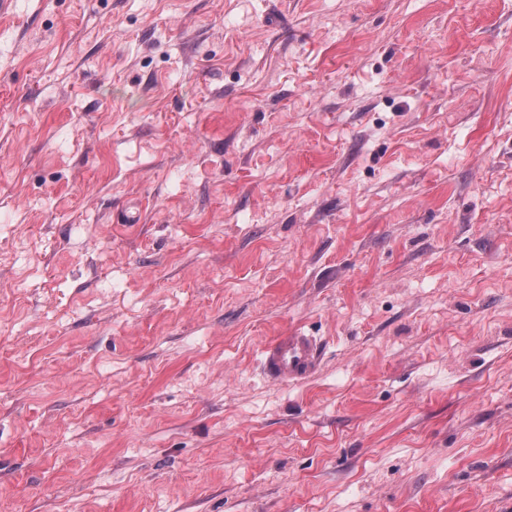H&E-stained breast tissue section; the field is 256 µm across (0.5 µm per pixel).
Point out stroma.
Returning a JSON list of instances; mask_svg holds the SVG:
<instances>
[{"label": "stroma", "mask_w": 512, "mask_h": 512, "mask_svg": "<svg viewBox=\"0 0 512 512\" xmlns=\"http://www.w3.org/2000/svg\"><path fill=\"white\" fill-rule=\"evenodd\" d=\"M0 512H512V0H11ZM261 357L265 376L275 384L302 382L317 372L322 361L317 339L300 330L275 337Z\"/></svg>", "instance_id": "stroma-1"}]
</instances>
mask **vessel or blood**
Listing matches in <instances>:
<instances>
[{
	"label": "vessel or blood",
	"mask_w": 512,
	"mask_h": 512,
	"mask_svg": "<svg viewBox=\"0 0 512 512\" xmlns=\"http://www.w3.org/2000/svg\"><path fill=\"white\" fill-rule=\"evenodd\" d=\"M261 357L265 376L275 384L304 381L317 372L322 361L317 339L300 330L275 337L264 346Z\"/></svg>",
	"instance_id": "b4317fda"
}]
</instances>
